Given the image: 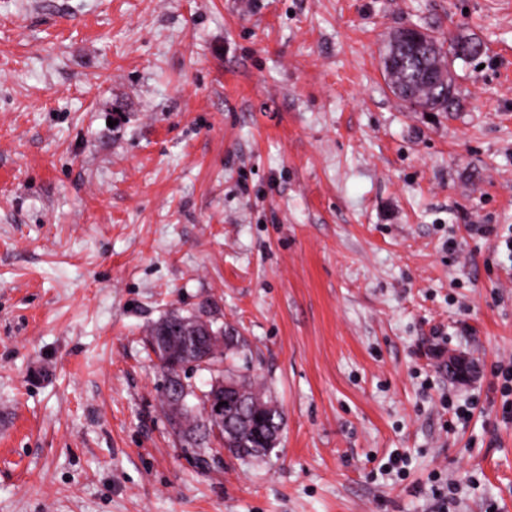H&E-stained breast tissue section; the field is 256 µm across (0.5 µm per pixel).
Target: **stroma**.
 I'll use <instances>...</instances> for the list:
<instances>
[{"instance_id": "35a3bbf8", "label": "stroma", "mask_w": 512, "mask_h": 512, "mask_svg": "<svg viewBox=\"0 0 512 512\" xmlns=\"http://www.w3.org/2000/svg\"><path fill=\"white\" fill-rule=\"evenodd\" d=\"M412 25L482 44L450 111L384 80ZM510 237L512 0H0V512H512ZM173 309L246 340L269 457L180 441ZM186 319L190 323H195L206 328V324L216 325V322L212 319H208L204 322H200L201 316L191 315L183 316L177 311H170L155 322L149 330L146 346L149 353H152L158 361V367L164 375V382L168 378H179L180 373L171 365H169L164 358L167 348H170V341L167 337L169 335H176L174 331V322L176 320Z\"/></svg>"}]
</instances>
